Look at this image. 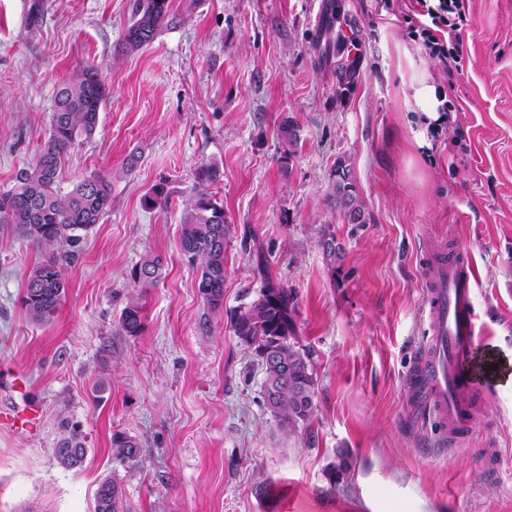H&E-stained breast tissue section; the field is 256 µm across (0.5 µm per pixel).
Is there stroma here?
<instances>
[{"label":"stroma","mask_w":512,"mask_h":512,"mask_svg":"<svg viewBox=\"0 0 512 512\" xmlns=\"http://www.w3.org/2000/svg\"><path fill=\"white\" fill-rule=\"evenodd\" d=\"M133 4L0 0V191L35 162L58 85L90 67L110 93L56 188L112 181V207L65 267L50 321L21 302L44 251L0 224V370L28 379L1 389L0 407L42 408L37 431L0 424V512H94L107 478L127 512H512V0H468L459 110L435 134L413 87L446 75L408 38L403 0H171L176 23L126 54ZM355 50L345 89L336 67ZM286 118L300 129L287 160ZM340 160L365 223L330 205ZM203 161L221 170L210 190L232 226L213 313L178 243ZM159 185L167 208L146 207ZM330 235L342 248L334 265ZM432 244L467 250L478 272L463 368L482 397L453 449L406 393L429 332L419 259ZM261 253L295 296L314 368L315 415L292 436L265 408L258 358L230 322L260 289ZM150 254L164 274L142 291L143 330L119 335L132 270ZM69 424L88 448L75 469L53 454ZM118 431L140 444L136 468L112 459Z\"/></svg>","instance_id":"35a3bbf8"}]
</instances>
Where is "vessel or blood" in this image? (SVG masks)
<instances>
[{
	"label": "vessel or blood",
	"mask_w": 512,
	"mask_h": 512,
	"mask_svg": "<svg viewBox=\"0 0 512 512\" xmlns=\"http://www.w3.org/2000/svg\"><path fill=\"white\" fill-rule=\"evenodd\" d=\"M425 314L430 336L407 376V388L421 412L442 428V442L455 444L458 431L473 419L468 386L459 365L471 350L478 315L474 308L476 269L470 257L425 254ZM4 423L38 428L41 411L29 402L22 409L0 414Z\"/></svg>",
	"instance_id": "vessel-or-blood-1"
}]
</instances>
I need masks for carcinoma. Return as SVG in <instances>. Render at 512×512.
Listing matches in <instances>:
<instances>
[{
    "label": "carcinoma",
    "instance_id": "obj_1",
    "mask_svg": "<svg viewBox=\"0 0 512 512\" xmlns=\"http://www.w3.org/2000/svg\"><path fill=\"white\" fill-rule=\"evenodd\" d=\"M169 16L170 0H135L121 51L130 53L149 44L171 23ZM108 95L104 81L92 69L62 84L55 94L49 136L35 164L17 174L10 189L0 192V213H7L4 223L38 248L49 250L62 243L76 247L112 207V181L106 176L91 175L66 195L56 190L62 158L94 134ZM278 131L283 159L287 160L297 152L300 129L285 119ZM219 177L216 164L198 165L179 236L181 252L198 272V290L210 311L224 307V250L231 235V225L224 221V205L209 192ZM329 200L347 223H366L363 202L342 160L334 169ZM74 257L69 251L53 253L30 272L22 304L32 320L44 322L54 316L67 290L63 267ZM257 273L262 282L257 297L236 310L231 324L241 341L255 346L263 371V403L279 429L291 436L309 428L315 413L313 369L309 353L297 342L291 290L273 282L262 261ZM161 275V259L148 255L132 270L131 278L135 286L148 288L156 285ZM142 299L140 294L129 295L118 318L119 334H140ZM54 454L62 467L74 469L86 458L87 448L73 429L59 440ZM112 455L116 462L134 467L139 463V443L135 437L117 432L112 437ZM94 512H124L122 488L116 482L100 483Z\"/></svg>",
    "mask_w": 512,
    "mask_h": 512
}]
</instances>
